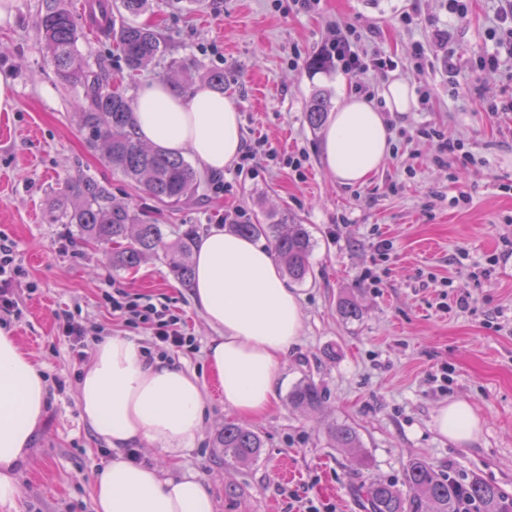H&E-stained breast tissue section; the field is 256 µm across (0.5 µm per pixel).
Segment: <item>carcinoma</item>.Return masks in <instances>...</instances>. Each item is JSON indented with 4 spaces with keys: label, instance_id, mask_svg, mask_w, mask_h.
<instances>
[{
    "label": "carcinoma",
    "instance_id": "carcinoma-1",
    "mask_svg": "<svg viewBox=\"0 0 512 512\" xmlns=\"http://www.w3.org/2000/svg\"><path fill=\"white\" fill-rule=\"evenodd\" d=\"M38 28L57 77L84 90L79 117L91 146L102 147L113 169L143 185L163 207L174 209L192 201L200 186L197 171L182 156L146 147L136 139L131 100L121 92L105 90L103 78L77 48L78 26L61 0H46ZM112 44L134 70L167 52L160 33L115 17ZM326 111L325 100L314 98L307 115L309 124L319 125ZM49 223L75 225L77 240L84 246H112V265L119 269H135L162 252L178 279L185 285L191 281L190 257L199 236L198 225H177L175 239L167 242L165 225L149 224L130 207L112 203L107 187L87 177L67 183L58 192ZM232 228L245 237H271L290 278L300 281L308 274L311 235L306 225L285 218L277 224H234ZM322 397L317 385L303 380L290 392L288 402L295 408H314ZM333 439L342 448L359 447L358 436L349 426L336 428ZM219 444L224 448V464L235 466L251 461L262 448L255 431L233 422L224 423ZM359 492L365 512H512V499L500 489L477 478L444 475L424 458L410 463L405 489L379 481L360 486Z\"/></svg>",
    "mask_w": 512,
    "mask_h": 512
}]
</instances>
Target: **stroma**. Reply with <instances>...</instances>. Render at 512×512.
<instances>
[{
    "label": "stroma",
    "instance_id": "35a3bbf8",
    "mask_svg": "<svg viewBox=\"0 0 512 512\" xmlns=\"http://www.w3.org/2000/svg\"><path fill=\"white\" fill-rule=\"evenodd\" d=\"M288 4L159 0L138 21L161 34L167 53L134 72L111 39L82 35L78 47L91 67L131 98L167 76L186 96L205 84L206 71H223L246 143L265 138L278 148L277 160L202 178L195 200L174 210L113 172L103 149L89 144L78 119L83 90L61 84L45 56L38 31L45 0H14L11 20L0 22V73L13 82V104L0 110V241L15 243L24 273L9 329L47 380L46 413L17 475L16 506L0 512H93L90 484L112 450L81 418L76 388L85 361L61 336L57 317L70 313L83 326L85 354L119 332L149 345L146 330L113 321L105 296L116 286L169 304L196 338V350L168 357L207 380L201 433L180 465L207 484L217 512H295L299 496L320 512H363L359 485H402L419 457L512 495V112L483 110L512 94V67L478 63L495 48L490 33L501 4L469 0L454 14L444 0H319L309 12ZM340 23L354 26L360 48L378 50L394 68L314 67ZM436 27L447 30V43L434 41ZM174 59L188 72L171 70ZM393 78L414 94L429 93V101L390 113L393 151L368 183H339L323 162L321 129L307 120L311 100L323 96L333 108L339 89L368 82L379 93ZM439 132L463 138L476 165L436 164ZM302 153L299 176L286 160ZM80 176L107 186L114 203L149 222L221 229L229 218L274 224L288 216L307 225L311 273L292 285L302 297V336L284 360L276 405L249 423L264 442L257 461L224 465L218 437L233 415L206 377L214 331L190 289L163 261L118 270L110 247H81L76 232L48 223L59 189ZM217 181L223 189H214ZM377 233L392 243L383 258L372 248ZM347 298L359 317L340 315ZM305 379L323 390L317 408L288 402ZM455 399L477 414L475 441L452 442L435 427L438 409ZM341 424L357 431L360 449L334 445L331 430ZM359 451L368 467H353Z\"/></svg>",
    "mask_w": 512,
    "mask_h": 512
}]
</instances>
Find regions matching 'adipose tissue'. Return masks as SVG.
<instances>
[{
    "label": "adipose tissue",
    "instance_id": "obj_1",
    "mask_svg": "<svg viewBox=\"0 0 512 512\" xmlns=\"http://www.w3.org/2000/svg\"><path fill=\"white\" fill-rule=\"evenodd\" d=\"M416 105L409 84L390 81L381 101L343 95L321 142L323 161L338 182L366 183L392 152L389 112ZM138 139L175 154H190L204 172H220L243 151L241 115L223 93L205 86L189 95L157 79L141 86L133 103ZM192 300L214 329L206 366L224 406L257 419L277 401L284 357L302 334L299 296L287 287L270 250L221 230L200 235L193 257ZM46 382L15 336L0 329V505H14L15 475L26 461L46 409ZM77 398L83 420L114 450L91 483L94 512H216L209 488L177 459L199 437L207 411L205 384L196 373L147 355L130 337L97 343L82 369ZM439 432L456 443L474 440L473 406L453 400L435 417ZM161 448L166 465H148L126 451Z\"/></svg>",
    "mask_w": 512,
    "mask_h": 512
}]
</instances>
